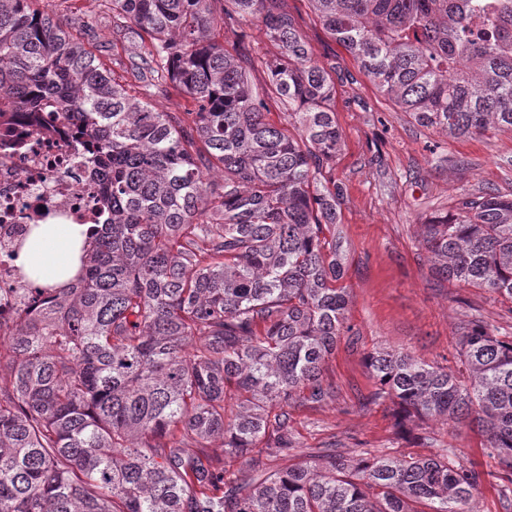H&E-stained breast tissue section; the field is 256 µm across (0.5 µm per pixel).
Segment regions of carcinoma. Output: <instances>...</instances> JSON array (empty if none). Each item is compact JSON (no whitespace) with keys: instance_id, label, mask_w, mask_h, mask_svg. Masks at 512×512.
Segmentation results:
<instances>
[{"instance_id":"cac0c4a2","label":"carcinoma","mask_w":512,"mask_h":512,"mask_svg":"<svg viewBox=\"0 0 512 512\" xmlns=\"http://www.w3.org/2000/svg\"><path fill=\"white\" fill-rule=\"evenodd\" d=\"M39 0H0V113L43 112L79 131L101 175L104 223L81 275L20 289L28 310L0 353V512H474L486 485L512 512V340L462 327V383L412 354H366L370 401L396 425L477 430L496 471L455 459L292 449L290 409L336 390L325 376L354 342L331 176L335 83L288 0H224L277 49L254 58L209 38V0H102L112 34L150 37L115 65L146 95L171 86L181 119L129 94ZM330 36L421 126L454 138L512 132V0H310ZM264 66L263 92L252 72ZM288 108L267 119L268 99ZM447 282L512 302V198L463 197L421 224ZM234 401L226 408V400ZM220 443L223 454L209 448ZM247 485L224 482V458Z\"/></svg>"}]
</instances>
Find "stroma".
<instances>
[{"label":"stroma","instance_id":"35a3bbf8","mask_svg":"<svg viewBox=\"0 0 512 512\" xmlns=\"http://www.w3.org/2000/svg\"><path fill=\"white\" fill-rule=\"evenodd\" d=\"M42 6L62 24L92 23L88 40L104 64L130 52L128 43L113 40L101 0H43ZM288 11L315 58L335 69L342 148L331 175L343 188L339 219L351 290L347 317L357 341L339 343L327 363L335 399L293 410L295 448L271 466L282 468L326 448L436 457L450 447L461 462L492 469L496 462L485 454L484 438L471 430L452 434L430 421L418 439L404 438L394 426L393 404L369 403L375 382L363 356L391 347L452 367L459 329L473 321L512 339V302L437 279L421 244L422 222L452 213L461 197L490 192L512 197V133L490 130L454 138L418 125L327 34L309 0H288Z\"/></svg>","mask_w":512,"mask_h":512}]
</instances>
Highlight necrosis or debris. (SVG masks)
Instances as JSON below:
<instances>
[{
  "label": "necrosis or debris",
  "mask_w": 512,
  "mask_h": 512,
  "mask_svg": "<svg viewBox=\"0 0 512 512\" xmlns=\"http://www.w3.org/2000/svg\"><path fill=\"white\" fill-rule=\"evenodd\" d=\"M78 140L64 123L39 121L27 112L0 114V320L11 321L22 308L5 257L25 227L51 219L102 221L101 175L81 160Z\"/></svg>",
  "instance_id": "obj_1"
}]
</instances>
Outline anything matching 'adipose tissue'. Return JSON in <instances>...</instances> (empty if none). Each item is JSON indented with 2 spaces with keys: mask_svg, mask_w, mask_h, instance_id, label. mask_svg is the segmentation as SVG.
Returning <instances> with one entry per match:
<instances>
[{
  "mask_svg": "<svg viewBox=\"0 0 512 512\" xmlns=\"http://www.w3.org/2000/svg\"><path fill=\"white\" fill-rule=\"evenodd\" d=\"M88 230L85 224L31 225L14 263L33 285H64L81 268Z\"/></svg>",
  "mask_w": 512,
  "mask_h": 512,
  "instance_id": "adipose-tissue-1",
  "label": "adipose tissue"
}]
</instances>
